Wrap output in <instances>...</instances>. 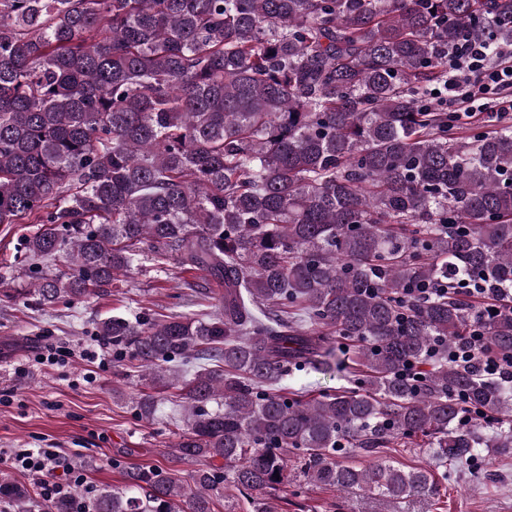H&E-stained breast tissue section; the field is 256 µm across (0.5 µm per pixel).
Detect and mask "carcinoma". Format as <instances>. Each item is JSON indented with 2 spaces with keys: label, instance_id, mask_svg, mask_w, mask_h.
I'll return each mask as SVG.
<instances>
[{
  "label": "carcinoma",
  "instance_id": "cac0c4a2",
  "mask_svg": "<svg viewBox=\"0 0 512 512\" xmlns=\"http://www.w3.org/2000/svg\"><path fill=\"white\" fill-rule=\"evenodd\" d=\"M503 14L512 0H0V224L34 225L15 254L30 273L65 261L6 301L106 294L146 257L224 287L201 316L98 324L116 362L178 386L176 459L197 468H136L92 512H213L228 486L283 512L289 454L331 489L433 499L434 474L387 449L421 441L442 466L512 450V387L427 360L485 312L462 279L496 290L487 334L512 353V125L461 135L432 95L448 48ZM335 335L357 386L282 393L345 365ZM465 404L491 436L458 427ZM355 448L379 460L346 462ZM2 498L37 508L6 476Z\"/></svg>",
  "mask_w": 512,
  "mask_h": 512
}]
</instances>
